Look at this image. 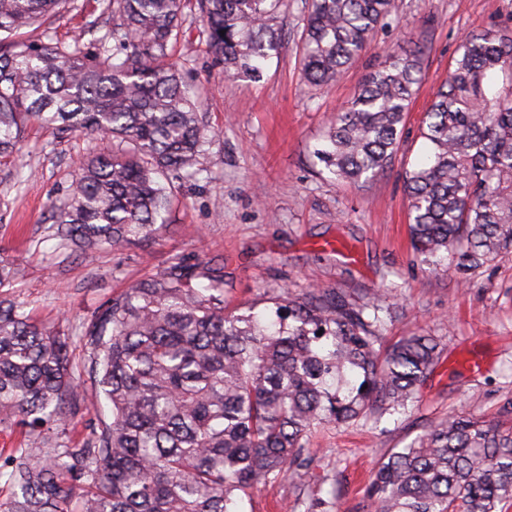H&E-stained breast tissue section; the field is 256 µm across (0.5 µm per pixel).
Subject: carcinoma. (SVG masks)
<instances>
[{"instance_id": "1", "label": "carcinoma", "mask_w": 512, "mask_h": 512, "mask_svg": "<svg viewBox=\"0 0 512 512\" xmlns=\"http://www.w3.org/2000/svg\"><path fill=\"white\" fill-rule=\"evenodd\" d=\"M67 0H0V33L52 25ZM187 0H112V30L88 54L50 35L0 49V159L30 124L99 136L52 206L56 246L88 255L158 236L173 197L203 171L214 134L173 60ZM285 0H195L212 59L257 80L282 47ZM398 0H308L297 32L304 81H337ZM419 45L386 53L314 152L332 177L383 173L402 147L423 83ZM427 158L406 171L410 237L423 261L468 274L512 248V32L464 36L422 121ZM0 262V427L23 429L0 479V512H244L254 489L284 482L327 423L414 405L440 358L435 336L392 349L370 305L327 288H284L261 314L224 306V263L182 256L131 283L86 324L84 371L111 405L79 448L68 439L69 336L33 318ZM367 495L376 512H501L512 499V400L497 421L451 413L384 458Z\"/></svg>"}]
</instances>
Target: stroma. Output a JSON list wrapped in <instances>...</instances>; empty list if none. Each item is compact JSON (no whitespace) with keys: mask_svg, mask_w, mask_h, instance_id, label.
Wrapping results in <instances>:
<instances>
[{"mask_svg":"<svg viewBox=\"0 0 512 512\" xmlns=\"http://www.w3.org/2000/svg\"><path fill=\"white\" fill-rule=\"evenodd\" d=\"M109 0H71L53 24L61 42L86 48L111 25ZM305 0H287L282 47L260 81L225 76L188 16L175 49L200 93L217 137L198 180L186 182L159 237L126 250L74 257L48 238L51 205L63 204L74 164L100 143L32 128L19 163L0 162V259L28 311L69 334L102 303L174 256L224 261L228 308H263L286 287L330 288L387 307L386 345L419 332L440 338L438 366L406 413L325 426L310 440L307 467L254 492L246 512H375L370 476L391 449L409 444L453 411L493 416L512 398V251L463 284L453 262L438 270L410 245L406 169L425 153L421 120L465 34L512 17V0H402L399 19L379 28L366 53L328 86L300 78L296 25ZM426 45V78L411 106L403 146L386 174L356 186L331 181L314 156L358 80L387 50ZM31 179L16 185L17 165Z\"/></svg>","mask_w":512,"mask_h":512,"instance_id":"1","label":"stroma"}]
</instances>
